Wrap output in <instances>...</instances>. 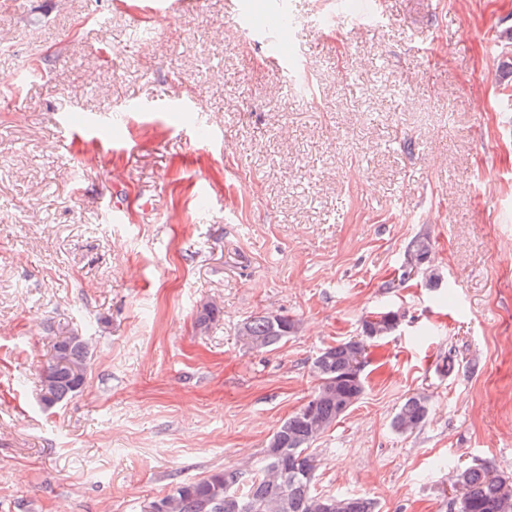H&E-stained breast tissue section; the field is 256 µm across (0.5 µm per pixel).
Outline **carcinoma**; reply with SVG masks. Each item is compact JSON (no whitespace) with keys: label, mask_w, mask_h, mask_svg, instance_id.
<instances>
[{"label":"carcinoma","mask_w":512,"mask_h":512,"mask_svg":"<svg viewBox=\"0 0 512 512\" xmlns=\"http://www.w3.org/2000/svg\"><path fill=\"white\" fill-rule=\"evenodd\" d=\"M426 236L415 238L411 255L426 264L431 251ZM222 311L206 303L198 312L196 326L208 329L219 321ZM400 314L386 311L363 321L362 335L340 342L320 352L313 361L319 383L309 399L283 421L274 432L273 448H265L259 472L251 474L225 467L178 483L164 497L150 502L145 512H375V503L366 497L319 496L312 483L314 442L343 416L337 395L360 397L365 390L363 374L353 367L351 346L380 339L399 325ZM296 330V321L286 315H257L241 330L244 336L261 341L259 348L279 344ZM90 359L88 337L70 330L56 338L51 361L41 376L44 405L51 407L74 395L84 384ZM428 403L410 397L401 406L394 424L411 432L425 422ZM452 485L462 495L451 503V512H512V481L490 466L457 470L450 475Z\"/></svg>","instance_id":"cac0c4a2"}]
</instances>
